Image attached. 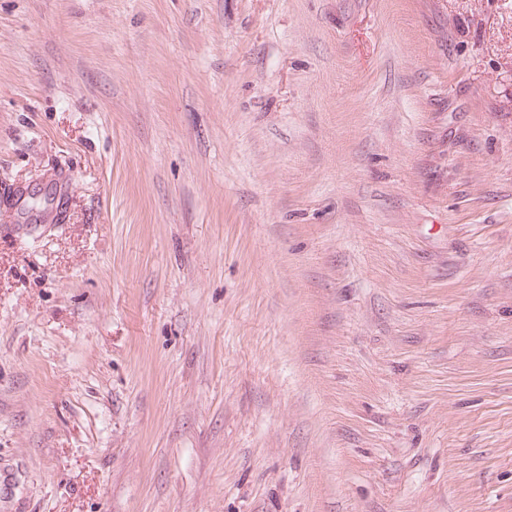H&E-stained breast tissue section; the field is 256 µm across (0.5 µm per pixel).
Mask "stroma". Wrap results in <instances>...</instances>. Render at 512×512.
<instances>
[{"label": "stroma", "mask_w": 512, "mask_h": 512, "mask_svg": "<svg viewBox=\"0 0 512 512\" xmlns=\"http://www.w3.org/2000/svg\"><path fill=\"white\" fill-rule=\"evenodd\" d=\"M9 186L0 512H512V0H0Z\"/></svg>", "instance_id": "stroma-1"}]
</instances>
